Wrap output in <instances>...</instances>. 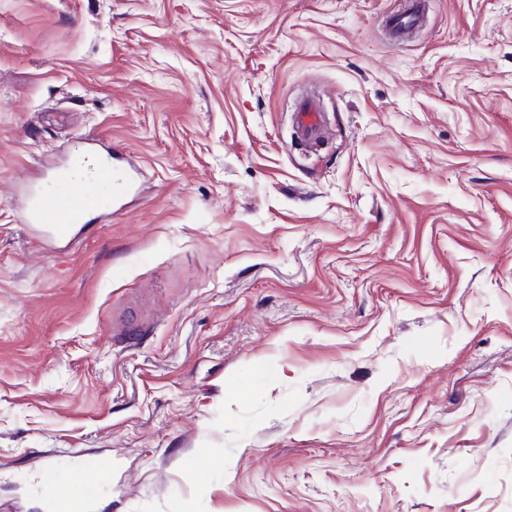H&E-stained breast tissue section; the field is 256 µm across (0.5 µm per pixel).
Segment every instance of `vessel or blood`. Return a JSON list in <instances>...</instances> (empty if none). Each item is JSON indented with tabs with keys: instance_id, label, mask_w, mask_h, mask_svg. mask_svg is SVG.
<instances>
[{
	"instance_id": "vessel-or-blood-1",
	"label": "vessel or blood",
	"mask_w": 512,
	"mask_h": 512,
	"mask_svg": "<svg viewBox=\"0 0 512 512\" xmlns=\"http://www.w3.org/2000/svg\"><path fill=\"white\" fill-rule=\"evenodd\" d=\"M423 0H404L402 8L387 19L393 40L406 41L421 25ZM319 102L307 98L294 112V123L305 139H313L322 127ZM77 163L68 181L52 191L37 193L17 208L23 224L43 227L54 242H73L79 224L89 214H111L122 208L123 199L135 192L137 184L131 173H123L110 164L108 157L95 148L94 141H85L76 150ZM46 512H92L94 493L84 488L76 494L48 492L44 495Z\"/></svg>"
}]
</instances>
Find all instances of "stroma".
Instances as JSON below:
<instances>
[{"mask_svg": "<svg viewBox=\"0 0 512 512\" xmlns=\"http://www.w3.org/2000/svg\"><path fill=\"white\" fill-rule=\"evenodd\" d=\"M401 2L0 0V512H512V0ZM423 0H405L403 7L387 18L390 37L406 41L421 25L424 17ZM322 110L319 102L306 98L297 104L294 123L299 133L307 140L317 136L322 127ZM95 140L83 141L75 151L77 163L70 178L78 182H61L48 192H38L17 206L21 224L39 225L56 243L74 241V232L91 213L112 215L121 210L123 199L137 190L131 173H123L111 165L108 157L98 152ZM112 195V202L110 200ZM94 500L93 490L88 486L77 494L44 493L47 512H91Z\"/></svg>", "mask_w": 512, "mask_h": 512, "instance_id": "35a3bbf8", "label": "stroma"}]
</instances>
